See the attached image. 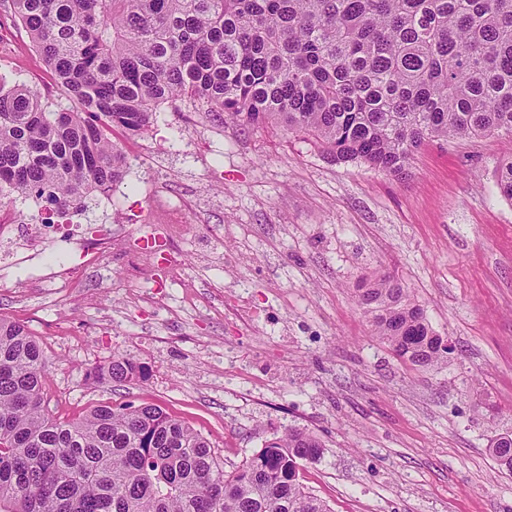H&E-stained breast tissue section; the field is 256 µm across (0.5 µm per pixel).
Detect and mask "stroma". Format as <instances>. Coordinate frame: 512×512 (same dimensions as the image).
I'll list each match as a JSON object with an SVG mask.
<instances>
[{
  "mask_svg": "<svg viewBox=\"0 0 512 512\" xmlns=\"http://www.w3.org/2000/svg\"><path fill=\"white\" fill-rule=\"evenodd\" d=\"M0 73L80 108L3 4ZM125 146L122 181L72 215L85 239L110 234L108 257L86 262L54 226L0 268V317L41 343L53 417L156 404L209 438L228 473L307 429L325 448L300 480L331 512H512V474L488 447L512 434V201L496 183L512 136L431 142L403 181L188 106L161 107ZM162 199L196 227L171 248L174 282L128 261L166 224ZM62 266L73 282L52 278ZM385 274L453 343L447 363L402 362L372 335L355 294ZM117 356L145 379L97 377Z\"/></svg>",
  "mask_w": 512,
  "mask_h": 512,
  "instance_id": "stroma-1",
  "label": "stroma"
}]
</instances>
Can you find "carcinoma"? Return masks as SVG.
I'll use <instances>...</instances> for the list:
<instances>
[{"instance_id": "cac0c4a2", "label": "carcinoma", "mask_w": 512, "mask_h": 512, "mask_svg": "<svg viewBox=\"0 0 512 512\" xmlns=\"http://www.w3.org/2000/svg\"><path fill=\"white\" fill-rule=\"evenodd\" d=\"M84 111H56L0 76V205L85 206L120 181L123 141L159 106L191 105L252 129H283L337 161L407 174L430 141L512 135V0H9ZM512 200V159L498 170ZM372 331L413 366L445 361L444 337L410 289H358ZM48 358L0 318V512H329L298 479L320 457L290 429L233 472L200 432L153 404L51 417ZM113 382L144 376L129 357Z\"/></svg>"}]
</instances>
